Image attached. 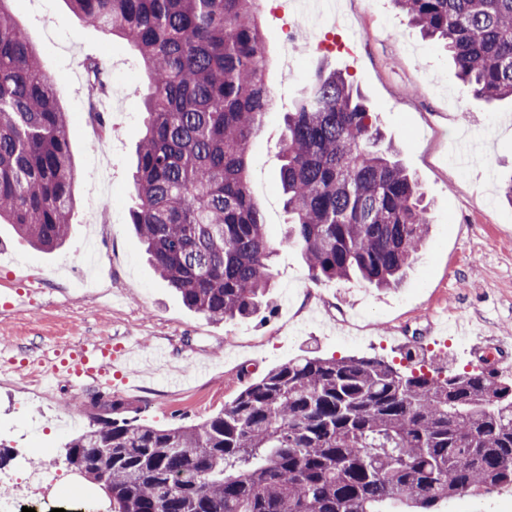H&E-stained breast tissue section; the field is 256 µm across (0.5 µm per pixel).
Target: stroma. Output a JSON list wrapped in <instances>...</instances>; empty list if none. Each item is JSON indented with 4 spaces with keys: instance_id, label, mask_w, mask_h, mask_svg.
Returning <instances> with one entry per match:
<instances>
[{
    "instance_id": "stroma-1",
    "label": "stroma",
    "mask_w": 512,
    "mask_h": 512,
    "mask_svg": "<svg viewBox=\"0 0 512 512\" xmlns=\"http://www.w3.org/2000/svg\"><path fill=\"white\" fill-rule=\"evenodd\" d=\"M349 24L366 38L348 69L343 55L297 46V71L285 78L278 18L260 10L266 80L278 111L268 113L252 141L248 164L255 202L271 239L288 216L279 183L283 114L308 73L343 72L374 112L398 159L430 203L431 224L419 258L396 288L362 282L314 284L297 249L274 259L265 305L245 320L213 323L186 308L147 261L129 219L132 171L147 80L126 40L85 28L64 0H12V14L35 44L42 70L67 114L75 166L74 214L59 249L39 251L0 224V445L10 466L26 467L32 449L50 448L59 474L49 512L79 500L82 512L107 504L103 491L72 471L60 450L87 428L99 409L66 404L75 386L52 385L49 400H29L18 381L25 362L47 351H77L86 341L133 344L138 363L119 367L106 387L85 384L138 409L143 419L192 423L231 402L246 383L298 356L380 355L429 371L449 364L468 371V345L439 332V323L472 320L485 332L512 335V202L501 193L512 179V101L474 98L448 53L426 39L392 0H344ZM103 58L120 89L102 106L112 129L100 136L89 114L83 61ZM484 148L478 164L460 165L459 139ZM114 206L103 209V199Z\"/></svg>"
}]
</instances>
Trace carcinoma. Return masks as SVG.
Here are the masks:
<instances>
[{"label":"carcinoma","instance_id":"cac0c4a2","mask_svg":"<svg viewBox=\"0 0 512 512\" xmlns=\"http://www.w3.org/2000/svg\"><path fill=\"white\" fill-rule=\"evenodd\" d=\"M0 0V223L33 246L65 242L74 169L66 113L36 48ZM83 26L125 36L150 92L136 150L135 231L185 306L219 323L264 303L281 248L314 283L396 288L430 224L417 181L379 148L377 118L320 67L284 115L279 177L288 230L266 233L248 149L275 96L257 0H66ZM444 41L480 99L512 98V0H393ZM88 96L107 88L84 62ZM64 448L105 478L112 512H440L512 489V379L450 365L404 371L379 356H299L247 383L218 413L156 426L120 399Z\"/></svg>","mask_w":512,"mask_h":512}]
</instances>
